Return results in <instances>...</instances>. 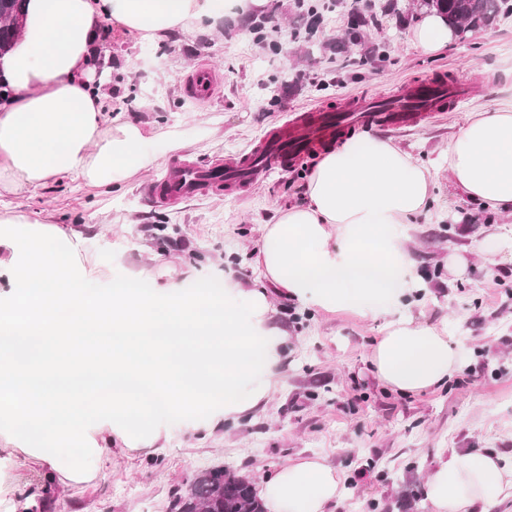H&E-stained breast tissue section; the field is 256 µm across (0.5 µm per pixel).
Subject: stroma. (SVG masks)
<instances>
[{"label":"stroma","mask_w":512,"mask_h":512,"mask_svg":"<svg viewBox=\"0 0 512 512\" xmlns=\"http://www.w3.org/2000/svg\"><path fill=\"white\" fill-rule=\"evenodd\" d=\"M319 10L311 46L274 52L250 31L252 13L240 12L157 41L113 28L103 40L108 75L101 90L119 120L141 124L143 145L162 165L118 188H91L78 180L7 196L31 218L61 224L87 240L96 285L110 287L130 276L145 286L164 284L167 260L187 281L233 272L254 287L262 224L276 208L301 202L314 163L259 174L244 187L225 185L184 201L158 203L147 190L176 174L174 159L201 167L247 154L292 112L336 107L348 95L385 96L418 81L450 76L473 83L471 98L416 125L388 131L414 160L436 171L428 211L415 223L394 227L407 241V257L426 285L385 306L372 318L353 310L326 312L274 296V322L288 336L282 348V383L267 404L215 425L211 432L175 425L164 447L128 452L114 448L112 464L77 487L21 451H0L10 488L0 512H169L173 495L202 471L229 467L259 479L288 459L319 455L335 468L345 498L335 512H433L424 479L441 456L474 449L512 458V219L490 213L460 196L448 181L445 150L471 112L512 97V14L489 29L455 40L436 55L420 53L409 31L415 0H372L376 23L363 27L361 44L345 40L348 7ZM210 67L220 81L201 101L184 89L189 73ZM282 85L270 94L272 79ZM182 132L170 149L166 130ZM467 260L452 276L448 258ZM405 311L447 330L461 353L458 370L439 388L404 394L380 382L371 349L387 321Z\"/></svg>","instance_id":"1"}]
</instances>
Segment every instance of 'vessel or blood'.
Listing matches in <instances>:
<instances>
[{
    "mask_svg": "<svg viewBox=\"0 0 512 512\" xmlns=\"http://www.w3.org/2000/svg\"><path fill=\"white\" fill-rule=\"evenodd\" d=\"M185 88L197 99L211 98L215 91L212 71L197 69L187 77ZM471 94V87L462 81L448 85L427 82L387 97L366 96L341 108L298 113L259 141L238 162L208 168L179 163V177L155 183L150 194L153 200L163 203L193 197L215 185L247 184L261 171L304 159L351 128L408 126L437 111L449 98L459 99Z\"/></svg>",
    "mask_w": 512,
    "mask_h": 512,
    "instance_id": "b4317fda",
    "label": "vessel or blood"
}]
</instances>
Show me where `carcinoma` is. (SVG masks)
Listing matches in <instances>:
<instances>
[{"instance_id":"cac0c4a2","label":"carcinoma","mask_w":512,"mask_h":512,"mask_svg":"<svg viewBox=\"0 0 512 512\" xmlns=\"http://www.w3.org/2000/svg\"><path fill=\"white\" fill-rule=\"evenodd\" d=\"M23 0H0V51L14 39ZM419 6L444 14L469 33L486 29L502 14H512V0H421ZM171 512H262L254 483L229 468H215L197 476L175 497Z\"/></svg>"}]
</instances>
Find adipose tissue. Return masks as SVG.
<instances>
[{"instance_id": "obj_1", "label": "adipose tissue", "mask_w": 512, "mask_h": 512, "mask_svg": "<svg viewBox=\"0 0 512 512\" xmlns=\"http://www.w3.org/2000/svg\"><path fill=\"white\" fill-rule=\"evenodd\" d=\"M224 0H24L22 33L0 54V191L49 180L101 187L159 167L144 128L112 119L91 83L101 27L112 20L154 40L202 19ZM454 32L435 10L410 31L427 55ZM455 189L512 216V99L473 113L448 143ZM434 176L391 140L358 134L327 148L300 204L277 210L257 248L263 287L232 276L160 288L139 278L95 287L80 232L0 211V447L55 466L76 453L64 485L93 479L112 445L158 447L170 423L210 427L253 410L275 385L283 332L271 293L323 311L423 290L392 229L428 206ZM380 381L404 393L443 385L460 360L446 334L390 320L371 353ZM265 512H331L340 478L320 457H300L257 488ZM425 496L434 512H495L512 498V464L477 450L440 460Z\"/></svg>"}]
</instances>
